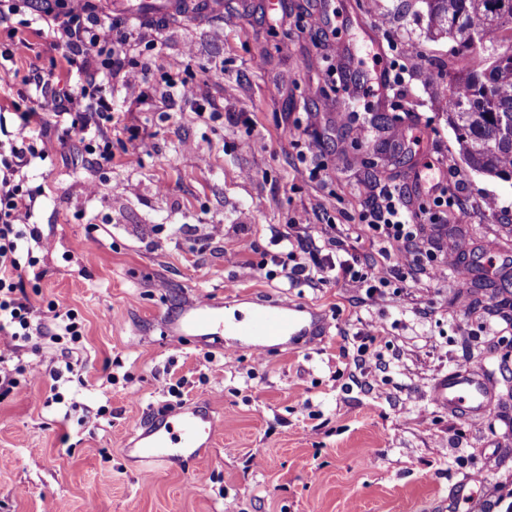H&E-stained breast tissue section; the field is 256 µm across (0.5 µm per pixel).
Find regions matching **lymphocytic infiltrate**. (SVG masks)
<instances>
[{"label": "lymphocytic infiltrate", "instance_id": "f902f5d3", "mask_svg": "<svg viewBox=\"0 0 512 512\" xmlns=\"http://www.w3.org/2000/svg\"><path fill=\"white\" fill-rule=\"evenodd\" d=\"M36 22L51 25L57 43L70 70L79 82L66 97H58L54 73L34 78L37 99H51L52 113L21 112L14 130H7L0 113V335L27 341L45 336L43 324L35 321L25 295L21 271L23 254L33 248L50 249L49 241L39 235L33 217L38 190L27 187L23 171L42 155L37 146L38 127L51 121H69L94 154L99 166L112 163V141L100 136L101 127L112 123V94L108 87L113 75L131 63L132 47L145 51L157 48L152 38V23H119L105 15L97 0H39ZM140 76L126 81V97L134 103L149 99L157 85H164L168 97L192 100L194 90L184 79L189 68L182 60L172 61L167 71L154 74L149 60L137 65ZM434 161L414 171L405 188L383 187L369 193V202L359 221L380 243L385 260L364 266L356 256H336L299 235L277 234L273 240L278 251L272 261L280 262L276 275L284 284L298 281L321 284L345 278L364 288L368 299L382 296L391 280L404 279L414 273L422 251L417 244L418 214L409 207L413 197L428 195L437 204L447 206L457 223H466L469 207L445 177L424 179V170L433 169Z\"/></svg>", "mask_w": 512, "mask_h": 512}]
</instances>
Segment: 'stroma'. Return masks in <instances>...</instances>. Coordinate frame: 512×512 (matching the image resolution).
<instances>
[{
  "instance_id": "obj_1",
  "label": "stroma",
  "mask_w": 512,
  "mask_h": 512,
  "mask_svg": "<svg viewBox=\"0 0 512 512\" xmlns=\"http://www.w3.org/2000/svg\"><path fill=\"white\" fill-rule=\"evenodd\" d=\"M103 7L155 23L153 69L189 60L198 104L225 115L201 117L197 104L157 95L131 105L119 74L110 167L96 165L69 123L45 129L44 155L25 175L41 190L34 222L52 247L34 251L41 278L24 288L38 319L72 311L82 337L70 350L48 336L16 348L0 341L13 363L42 370L0 396V512H512V328L503 323L512 314V181L487 180L460 159L442 111L448 81L435 67L451 44L426 37L421 0H209L178 14L159 0ZM315 15L337 40L307 31ZM379 16L387 29L367 31ZM24 35L28 53L0 69V113L37 106L25 81L61 55L48 27ZM376 41L388 62L403 45L419 54L386 102L420 143L394 154L384 150L390 131L370 120L375 103L349 100L320 65L345 48L351 73L372 77ZM215 65L219 84L199 74ZM358 125L369 138L352 134ZM130 128L148 144L135 168L124 159ZM296 137L312 154L300 157ZM435 152L473 209L460 226L420 224L425 247L452 259L447 276L393 283L375 302L348 279L288 290L266 278L276 232L322 247L340 241L362 263L382 262L358 223L367 202L358 190L403 186ZM316 164L320 182L308 178ZM92 182L101 185L94 195ZM487 195L500 213L484 209ZM215 225L223 237L211 236ZM480 271L491 286L462 311ZM202 294L232 307L286 298L322 311L328 329L307 349L229 357L220 340L165 329ZM371 324L385 339L358 368L350 353ZM460 367L492 395L480 422L432 401L436 381ZM176 381L180 399L165 389ZM168 406L203 407L215 429L195 457L155 471L124 443Z\"/></svg>"
}]
</instances>
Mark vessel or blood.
Wrapping results in <instances>:
<instances>
[{
    "instance_id": "b4317fda",
    "label": "vessel or blood",
    "mask_w": 512,
    "mask_h": 512,
    "mask_svg": "<svg viewBox=\"0 0 512 512\" xmlns=\"http://www.w3.org/2000/svg\"><path fill=\"white\" fill-rule=\"evenodd\" d=\"M324 322V314L304 311L300 305L264 301L229 323L224 318L223 300L205 298L188 304L170 329L177 336L199 340L210 337L212 331H226L247 343L253 353L264 356L274 342L312 344L319 338ZM433 397L437 405L468 419L485 418L491 403L483 382L463 369L438 379ZM213 431L209 413L199 408L174 416L160 414L144 425L133 446L144 461L161 467L175 455L197 452Z\"/></svg>"
}]
</instances>
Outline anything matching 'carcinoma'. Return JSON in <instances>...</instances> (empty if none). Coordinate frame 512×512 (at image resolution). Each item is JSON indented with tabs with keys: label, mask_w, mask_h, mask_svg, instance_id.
<instances>
[{
	"label": "carcinoma",
	"mask_w": 512,
	"mask_h": 512,
	"mask_svg": "<svg viewBox=\"0 0 512 512\" xmlns=\"http://www.w3.org/2000/svg\"><path fill=\"white\" fill-rule=\"evenodd\" d=\"M427 34L453 43L466 63L448 72L444 106L459 154L468 168L502 181L512 179V0H423Z\"/></svg>",
	"instance_id": "cac0c4a2"
}]
</instances>
